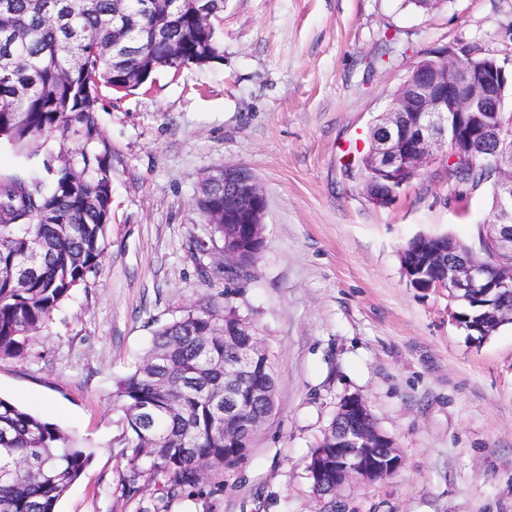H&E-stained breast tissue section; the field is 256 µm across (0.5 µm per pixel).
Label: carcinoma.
Masks as SVG:
<instances>
[{
  "instance_id": "obj_1",
  "label": "carcinoma",
  "mask_w": 512,
  "mask_h": 512,
  "mask_svg": "<svg viewBox=\"0 0 512 512\" xmlns=\"http://www.w3.org/2000/svg\"><path fill=\"white\" fill-rule=\"evenodd\" d=\"M0 13V143L28 153L45 134L59 151L43 161L51 181L35 175L0 177V355L20 356L48 327L70 291L96 272L107 249L112 205V142L100 127L101 88L137 90L164 70L178 74L213 55L223 57L219 25L224 0L202 23L195 0H8ZM455 179L477 187L488 179L481 162L452 165ZM437 250L457 259L450 237L406 244L416 266ZM472 302L499 304L490 327L512 316V293ZM233 306L202 304L153 332L134 370L120 381L132 447L131 465L151 461L162 490L197 488L207 472L238 460L224 447V316ZM263 387L275 393L272 359L257 361ZM94 449L76 446L57 425L0 398V512H56Z\"/></svg>"
}]
</instances>
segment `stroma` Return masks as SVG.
<instances>
[{
	"label": "stroma",
	"mask_w": 512,
	"mask_h": 512,
	"mask_svg": "<svg viewBox=\"0 0 512 512\" xmlns=\"http://www.w3.org/2000/svg\"><path fill=\"white\" fill-rule=\"evenodd\" d=\"M224 57L151 89L104 91L112 220L104 260L21 356H0V397L97 455L57 512H512V325L467 338L447 291L412 288L400 249L420 236L477 245L492 185L464 212L446 162L388 206L353 164L411 65L468 46L512 69V0H224ZM240 165L266 200L247 277L214 275L196 205L210 172ZM253 320L276 376L275 407L238 464L192 491H129L118 382L158 326L197 305ZM362 396L403 459L387 479L316 497L307 465L344 397Z\"/></svg>",
	"instance_id": "35a3bbf8"
}]
</instances>
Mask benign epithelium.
Wrapping results in <instances>:
<instances>
[{
    "label": "benign epithelium",
    "mask_w": 512,
    "mask_h": 512,
    "mask_svg": "<svg viewBox=\"0 0 512 512\" xmlns=\"http://www.w3.org/2000/svg\"><path fill=\"white\" fill-rule=\"evenodd\" d=\"M466 61L453 49L442 50L435 61L422 59L399 86L393 101L372 124L370 150L363 156L369 177L363 182L368 197L381 205L391 204L396 189L377 194L379 182L404 186V176L429 164L450 157L474 162L480 159L496 182L497 203L491 222L494 250L512 256V122L503 115L506 93L512 90V70L495 57L477 58L464 50ZM421 103L416 120H411L409 103ZM224 185V207L203 210V193L196 204L207 224L224 225V270L236 271L253 264L241 249L236 226L243 224L253 242L255 253L265 244L264 214L266 202L255 175L240 166H224L206 177ZM410 285L423 291H448L454 302L470 300L472 291L512 292V266L493 268L474 262L469 256L448 266L445 273L430 276L426 268L406 273ZM224 345L233 350L238 361L224 364V445L248 455L251 439L268 419L260 415L239 427V397L248 393L251 400L269 404V395L256 382L254 363L263 348L258 330L242 318L224 323ZM342 413L355 412L358 423L328 436L327 447L311 459L310 471L320 495H336L349 483L373 484L395 472L403 464L394 439L383 431L367 402L360 396L345 398ZM389 455L380 457V447Z\"/></svg>",
    "instance_id": "7a95c632"
}]
</instances>
